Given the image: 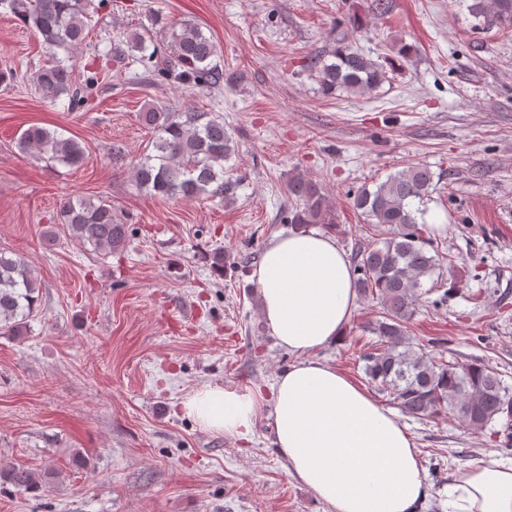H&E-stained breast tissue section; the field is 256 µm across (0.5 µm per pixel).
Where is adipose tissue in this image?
Listing matches in <instances>:
<instances>
[{"instance_id": "1", "label": "adipose tissue", "mask_w": 512, "mask_h": 512, "mask_svg": "<svg viewBox=\"0 0 512 512\" xmlns=\"http://www.w3.org/2000/svg\"><path fill=\"white\" fill-rule=\"evenodd\" d=\"M253 276L261 315L295 358L272 387L276 444L288 473L326 512H419L430 493L410 435L364 389L317 359L340 339L357 305L351 261L333 235H276ZM262 396L202 387L183 408L205 430L254 433ZM450 512H512V464L470 467L448 491Z\"/></svg>"}]
</instances>
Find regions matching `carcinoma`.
Here are the masks:
<instances>
[{"label": "carcinoma", "instance_id": "1", "mask_svg": "<svg viewBox=\"0 0 512 512\" xmlns=\"http://www.w3.org/2000/svg\"><path fill=\"white\" fill-rule=\"evenodd\" d=\"M93 0H0V8L12 13L42 39L47 52L62 49L75 53L86 45ZM476 16L503 27L512 26V0H475ZM117 69L142 65L154 83L172 78L201 90L224 84V69L215 62L216 45L199 25L189 20L166 26L162 42L151 35L134 33L126 44L109 43L100 52ZM328 63L316 58L322 92L350 94L379 88L387 72L350 44L327 52ZM105 74L100 71L75 75L72 66L58 60L35 72L33 84L43 97L68 98L67 109L76 111L90 100ZM140 120L153 132L152 150L133 165L137 184L168 199L236 198L239 182L224 177V162L235 152V142L224 128V118L214 112H172L151 105ZM23 153L33 152L55 167L75 168L85 160V150L73 138L32 125L16 141ZM433 173L422 165H410L388 175L353 197V207L364 215L372 230L388 228L387 236L361 244L354 254L353 273L360 295L379 304L381 312L366 326L376 336L359 360L377 390L403 414L419 420L445 414L465 427L483 431L498 419L505 420L503 446H512V386L484 363L459 364L438 360L425 344L411 336V323L421 296L422 279L435 273L443 260L433 240L426 236L424 215ZM288 195L298 205L288 210L287 223L306 231L313 224L339 228L324 189L312 179L293 174ZM59 225L70 238L91 247L99 255L124 250L129 240L128 219L112 210L105 198L72 197L60 210ZM40 283L25 256L0 248V332L21 336L37 312ZM24 493L42 488L31 470L0 466V486Z\"/></svg>", "mask_w": 512, "mask_h": 512}]
</instances>
